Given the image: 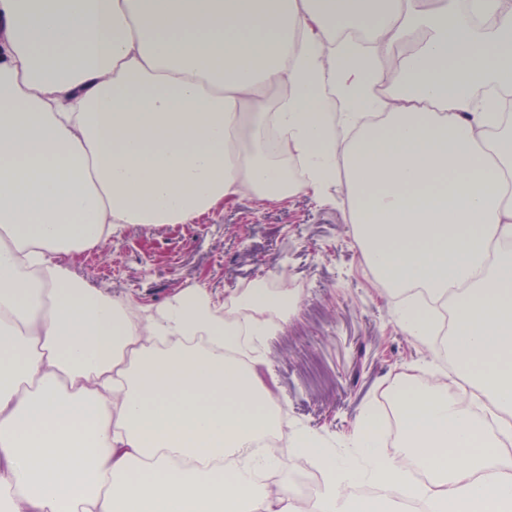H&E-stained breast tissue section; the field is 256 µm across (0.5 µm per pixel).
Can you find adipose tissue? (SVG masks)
Returning a JSON list of instances; mask_svg holds the SVG:
<instances>
[{"instance_id": "obj_1", "label": "adipose tissue", "mask_w": 512, "mask_h": 512, "mask_svg": "<svg viewBox=\"0 0 512 512\" xmlns=\"http://www.w3.org/2000/svg\"><path fill=\"white\" fill-rule=\"evenodd\" d=\"M0 22V512H512L507 0H0ZM338 185L398 328L447 335L500 432L446 381H403L401 454L369 407L334 447L286 428L261 377L288 292L199 285L152 306L67 265L128 224ZM168 336L185 343L153 346ZM280 431L287 449L247 455ZM286 454L326 475L306 507L256 479ZM361 483L378 497L346 495Z\"/></svg>"}]
</instances>
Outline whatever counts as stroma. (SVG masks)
I'll list each match as a JSON object with an SVG mask.
<instances>
[{
  "mask_svg": "<svg viewBox=\"0 0 512 512\" xmlns=\"http://www.w3.org/2000/svg\"><path fill=\"white\" fill-rule=\"evenodd\" d=\"M322 204L298 193L279 202L241 197L190 224H129L77 254L73 272L105 297L159 306L197 284L226 299L277 280L307 285L268 337L266 380L288 421L342 442L365 405L434 354L396 327L347 223L341 189Z\"/></svg>",
  "mask_w": 512,
  "mask_h": 512,
  "instance_id": "stroma-1",
  "label": "stroma"
}]
</instances>
